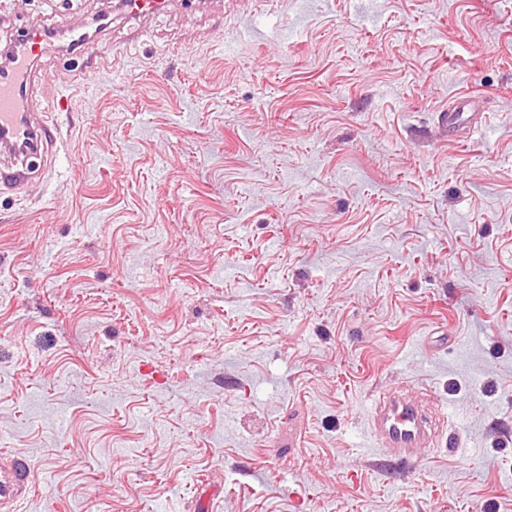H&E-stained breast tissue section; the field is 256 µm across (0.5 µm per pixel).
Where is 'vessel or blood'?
I'll use <instances>...</instances> for the list:
<instances>
[{
	"instance_id": "obj_1",
	"label": "vessel or blood",
	"mask_w": 512,
	"mask_h": 512,
	"mask_svg": "<svg viewBox=\"0 0 512 512\" xmlns=\"http://www.w3.org/2000/svg\"><path fill=\"white\" fill-rule=\"evenodd\" d=\"M167 0H115L111 12L100 13L94 31L82 24L30 28L0 47V187L21 189L43 178L52 167L58 131L35 112L34 78L39 56L66 43L69 52L83 56L95 45V36L111 28L116 18L137 20L161 12ZM440 113L438 122L449 137H457L465 121L464 107ZM373 447L387 451L386 465L407 469L416 465L430 436V420L414 399L398 390H387L373 402L368 420ZM29 463L17 453L0 449V512H18L33 493Z\"/></svg>"
}]
</instances>
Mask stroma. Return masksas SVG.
Masks as SVG:
<instances>
[{
  "label": "stroma",
  "instance_id": "1",
  "mask_svg": "<svg viewBox=\"0 0 512 512\" xmlns=\"http://www.w3.org/2000/svg\"><path fill=\"white\" fill-rule=\"evenodd\" d=\"M37 72L63 162L0 193L19 512H512V0H173ZM402 386L449 442L390 476ZM458 105L455 107H451L448 109V112H441L438 116V123L444 129L445 132H448V137L461 140L460 135L458 136V132L460 127L463 125L464 121L471 116H479L481 119L484 116V112L486 111V101L483 98L477 97H465L457 100ZM478 104L483 108L482 112H464V108L467 106ZM462 105V107H461ZM461 107V111H460ZM465 114H470L468 117H465Z\"/></svg>",
  "mask_w": 512,
  "mask_h": 512
}]
</instances>
